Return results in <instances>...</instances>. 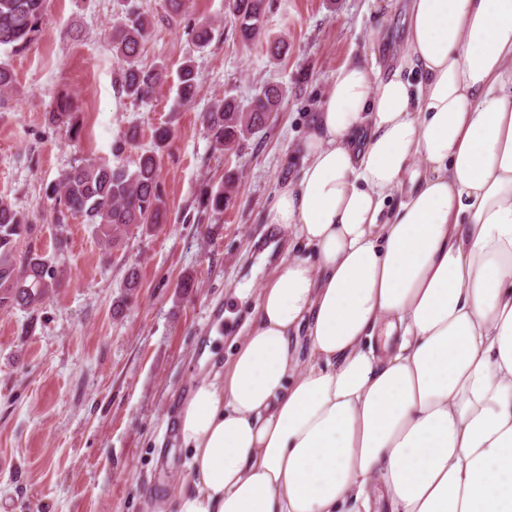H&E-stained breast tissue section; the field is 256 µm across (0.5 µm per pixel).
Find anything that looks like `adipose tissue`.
I'll return each instance as SVG.
<instances>
[{"label":"adipose tissue","mask_w":512,"mask_h":512,"mask_svg":"<svg viewBox=\"0 0 512 512\" xmlns=\"http://www.w3.org/2000/svg\"><path fill=\"white\" fill-rule=\"evenodd\" d=\"M266 218L285 254L179 410L176 512H512V0H411Z\"/></svg>","instance_id":"adipose-tissue-1"}]
</instances>
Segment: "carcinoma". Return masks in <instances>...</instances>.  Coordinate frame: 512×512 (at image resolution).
<instances>
[{
	"label": "carcinoma",
	"instance_id": "1",
	"mask_svg": "<svg viewBox=\"0 0 512 512\" xmlns=\"http://www.w3.org/2000/svg\"><path fill=\"white\" fill-rule=\"evenodd\" d=\"M44 0H0V48L13 52L24 49L42 29ZM229 18L238 27L243 42L260 35L266 12V0H225ZM151 23L143 13L129 8L112 21L109 39L112 55L120 67L118 91L129 98L152 99L167 79L163 66L140 67L138 58ZM192 38L200 46L209 45L215 28L200 22L191 29ZM197 91V73L192 61L180 70L178 96L191 102ZM281 93L276 87L261 91L244 110L224 99L202 116L215 146L236 151L245 136L263 127L270 114L277 111ZM75 106L68 96L57 99L49 113L52 124L65 127L75 136L79 129L74 121ZM172 131L159 126L153 132L154 148L142 152L135 168L111 166L106 162L83 159L72 166L46 193L53 202L57 223L81 218L94 225L104 248L112 249L122 242L130 227H155L164 223L165 208L159 181L158 151L170 141ZM236 189L235 179L227 177L216 190L206 192L205 208L220 213ZM33 225L14 205L0 198V309L33 310L55 288L60 287L63 270L53 259L29 249L17 253L20 239L31 235Z\"/></svg>",
	"mask_w": 512,
	"mask_h": 512
}]
</instances>
